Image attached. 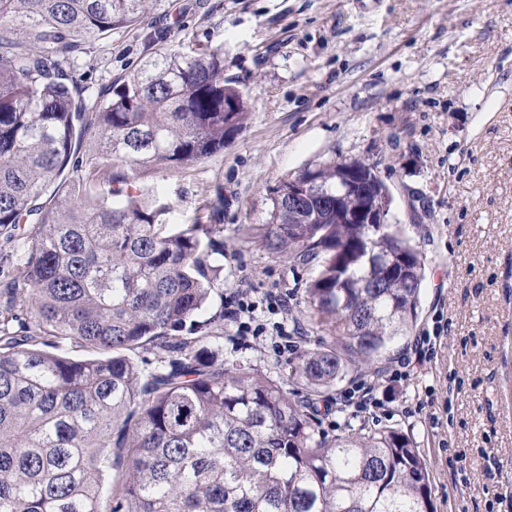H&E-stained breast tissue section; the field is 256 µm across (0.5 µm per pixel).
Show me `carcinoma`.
Wrapping results in <instances>:
<instances>
[{
	"label": "carcinoma",
	"mask_w": 512,
	"mask_h": 512,
	"mask_svg": "<svg viewBox=\"0 0 512 512\" xmlns=\"http://www.w3.org/2000/svg\"><path fill=\"white\" fill-rule=\"evenodd\" d=\"M166 0H0V512H433L427 463L396 430L327 437L318 410L224 358V225L171 224L141 173L224 151L248 103L224 48L169 45ZM145 25L152 52L99 88L78 54ZM382 187L378 164L350 162ZM265 250L305 271L309 328L288 361L321 401L416 325L426 264L343 168ZM69 343L88 353L76 359Z\"/></svg>",
	"instance_id": "cac0c4a2"
}]
</instances>
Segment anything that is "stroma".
Listing matches in <instances>:
<instances>
[{
    "label": "stroma",
    "instance_id": "1",
    "mask_svg": "<svg viewBox=\"0 0 512 512\" xmlns=\"http://www.w3.org/2000/svg\"><path fill=\"white\" fill-rule=\"evenodd\" d=\"M180 20L170 42L224 49V76L249 112L222 153L182 171L150 170L174 224L216 196L224 209V290L289 299L265 324L301 322L302 272L268 255L258 235L279 180L330 161L374 160L392 212L423 253L420 317L380 370H350L343 389L375 384L381 419L346 409L319 416L321 434L392 428L412 436L430 467L434 512H512V0H168ZM146 31H113L78 60L99 85L149 55ZM425 201L422 225L410 204ZM439 330L430 360L417 336ZM277 336L237 337L224 355L250 362L297 399Z\"/></svg>",
    "mask_w": 512,
    "mask_h": 512
}]
</instances>
